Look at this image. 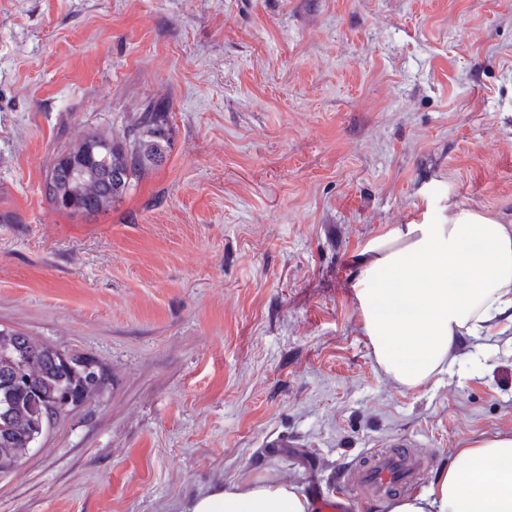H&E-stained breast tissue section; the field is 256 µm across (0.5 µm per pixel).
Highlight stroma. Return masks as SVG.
I'll return each instance as SVG.
<instances>
[{"mask_svg":"<svg viewBox=\"0 0 512 512\" xmlns=\"http://www.w3.org/2000/svg\"><path fill=\"white\" fill-rule=\"evenodd\" d=\"M151 101L163 165L103 212L47 202L71 139ZM451 202L512 220V0H0V326L107 376L0 512L314 498L400 437L437 471L512 436V329L410 389L361 317L364 245ZM309 500L283 483L254 480L199 493L188 512H311Z\"/></svg>","mask_w":512,"mask_h":512,"instance_id":"35a3bbf8","label":"stroma"}]
</instances>
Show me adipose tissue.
I'll return each mask as SVG.
<instances>
[{
	"label": "adipose tissue",
	"instance_id": "adipose-tissue-1",
	"mask_svg": "<svg viewBox=\"0 0 512 512\" xmlns=\"http://www.w3.org/2000/svg\"><path fill=\"white\" fill-rule=\"evenodd\" d=\"M360 312L377 363L415 388L446 368L457 336L512 312V222L462 204L371 238L357 261ZM283 483L254 480L199 493L190 512H310ZM389 512H512V437L459 449L423 494Z\"/></svg>",
	"mask_w": 512,
	"mask_h": 512
}]
</instances>
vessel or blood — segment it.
Returning <instances> with one entry per match:
<instances>
[{
  "label": "vessel or blood",
  "mask_w": 512,
  "mask_h": 512,
  "mask_svg": "<svg viewBox=\"0 0 512 512\" xmlns=\"http://www.w3.org/2000/svg\"><path fill=\"white\" fill-rule=\"evenodd\" d=\"M412 446V440L406 438L367 455L356 470L348 472L346 491L318 498V512H344L348 494L361 500L380 498L399 485L419 479L431 460L413 453Z\"/></svg>",
  "instance_id": "vessel-or-blood-1"
}]
</instances>
